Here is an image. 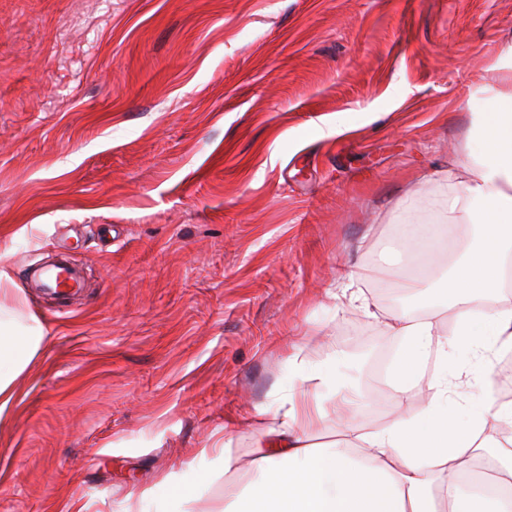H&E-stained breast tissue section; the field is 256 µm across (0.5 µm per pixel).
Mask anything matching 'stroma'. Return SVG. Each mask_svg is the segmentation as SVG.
<instances>
[{
    "instance_id": "35a3bbf8",
    "label": "stroma",
    "mask_w": 512,
    "mask_h": 512,
    "mask_svg": "<svg viewBox=\"0 0 512 512\" xmlns=\"http://www.w3.org/2000/svg\"><path fill=\"white\" fill-rule=\"evenodd\" d=\"M512 0H0V286L43 342L0 412V512H156L248 459L291 345L380 389L388 218L512 90ZM340 134L325 136L327 123ZM87 286L29 287L57 253ZM361 290L370 308L344 306Z\"/></svg>"
}]
</instances>
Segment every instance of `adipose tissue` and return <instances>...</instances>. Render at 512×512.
I'll return each mask as SVG.
<instances>
[{
	"label": "adipose tissue",
	"mask_w": 512,
	"mask_h": 512,
	"mask_svg": "<svg viewBox=\"0 0 512 512\" xmlns=\"http://www.w3.org/2000/svg\"><path fill=\"white\" fill-rule=\"evenodd\" d=\"M474 141L447 168L425 174L439 191L435 207L401 204L392 217L414 241L418 262L398 288L421 305L385 326L399 343L386 378L400 398L420 399L418 411L365 433L351 400L335 417V440L316 442L339 385L331 362L313 364L296 344L287 385L253 406L258 437L248 466L221 445L212 469L188 483L172 481L159 512H191L219 475V512H512V496L460 478L466 459L486 454L512 481V401L501 400L492 379L493 353L512 350V93L489 96L476 115ZM446 314L453 325L442 323ZM20 328L0 308V412L42 342ZM457 353L468 367L452 365ZM468 377L476 390L465 395ZM493 424L505 434L491 445L485 431Z\"/></svg>",
	"instance_id": "1"
}]
</instances>
